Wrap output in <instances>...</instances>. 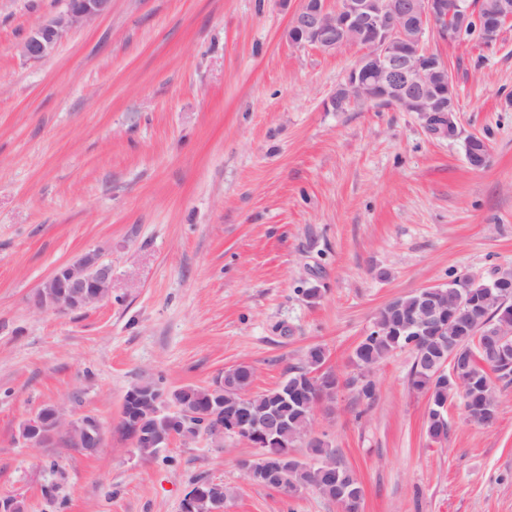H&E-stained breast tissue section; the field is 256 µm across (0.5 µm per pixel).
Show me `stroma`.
I'll return each instance as SVG.
<instances>
[{
    "mask_svg": "<svg viewBox=\"0 0 512 512\" xmlns=\"http://www.w3.org/2000/svg\"><path fill=\"white\" fill-rule=\"evenodd\" d=\"M299 5L112 0L32 61L20 43L67 0H0V498L27 512H182L203 478L232 488L224 512H340L249 481L239 463L257 451L237 438L140 456L120 428L126 391L208 386L244 363L259 392L314 345L345 379L383 305L512 267V23L490 46L429 36L458 96L442 137L395 105L334 111L364 49L290 43ZM473 136L490 151L479 170ZM88 250L112 265L111 299L33 308L53 269ZM412 363L394 352L372 400L344 386L316 412L363 512H512V383L489 426L449 403L436 443ZM51 404L101 422L96 454L19 440Z\"/></svg>",
    "mask_w": 512,
    "mask_h": 512,
    "instance_id": "1",
    "label": "stroma"
}]
</instances>
